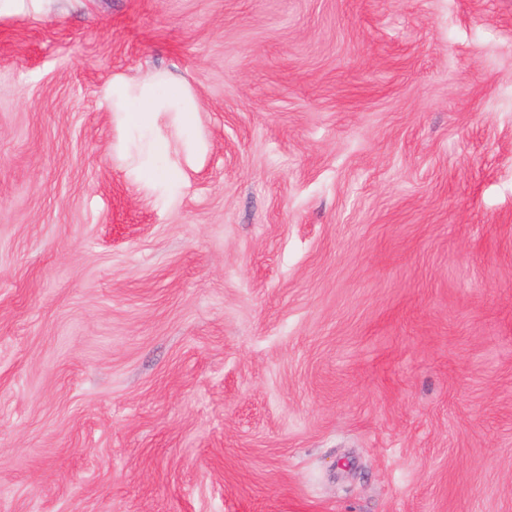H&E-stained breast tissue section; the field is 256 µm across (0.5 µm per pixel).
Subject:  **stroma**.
Wrapping results in <instances>:
<instances>
[{
    "instance_id": "obj_1",
    "label": "stroma",
    "mask_w": 512,
    "mask_h": 512,
    "mask_svg": "<svg viewBox=\"0 0 512 512\" xmlns=\"http://www.w3.org/2000/svg\"><path fill=\"white\" fill-rule=\"evenodd\" d=\"M0 512H512V0H0ZM164 83L166 90L159 88ZM115 112H122L123 121L137 130L146 147L145 176L149 181H164L175 165L171 141L154 128L157 112H170L186 142L195 133L198 104L194 94L182 85L175 86L165 74H147L134 82L113 85Z\"/></svg>"
}]
</instances>
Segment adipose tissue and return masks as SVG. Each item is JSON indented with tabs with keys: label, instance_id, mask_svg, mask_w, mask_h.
I'll list each match as a JSON object with an SVG mask.
<instances>
[{
	"label": "adipose tissue",
	"instance_id": "adipose-tissue-1",
	"mask_svg": "<svg viewBox=\"0 0 512 512\" xmlns=\"http://www.w3.org/2000/svg\"><path fill=\"white\" fill-rule=\"evenodd\" d=\"M112 100L123 121L139 132L146 147V178L164 181L175 165L174 148L166 136L156 132L154 117L159 112L171 113L184 139H192L198 110L194 94L167 75L151 73L115 84Z\"/></svg>",
	"mask_w": 512,
	"mask_h": 512
}]
</instances>
